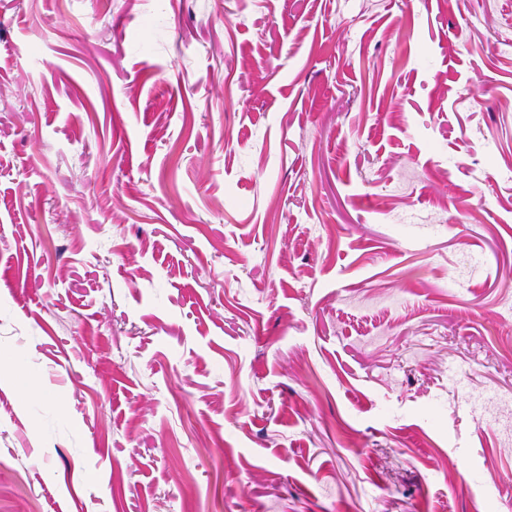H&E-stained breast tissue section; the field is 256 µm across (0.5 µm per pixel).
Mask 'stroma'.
Masks as SVG:
<instances>
[{"label":"stroma","instance_id":"obj_1","mask_svg":"<svg viewBox=\"0 0 512 512\" xmlns=\"http://www.w3.org/2000/svg\"><path fill=\"white\" fill-rule=\"evenodd\" d=\"M0 512H512V0H0Z\"/></svg>","mask_w":512,"mask_h":512}]
</instances>
